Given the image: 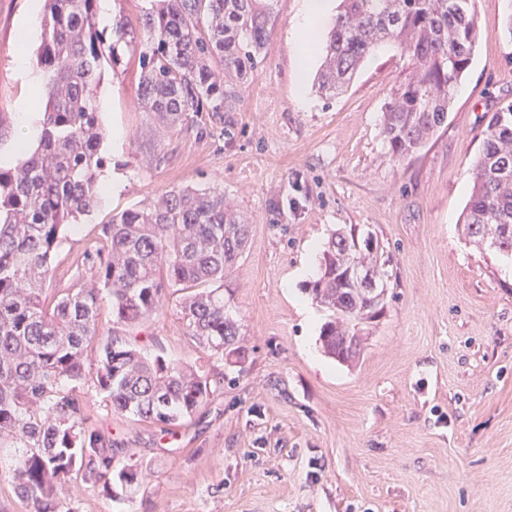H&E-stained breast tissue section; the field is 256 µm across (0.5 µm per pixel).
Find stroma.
Returning <instances> with one entry per match:
<instances>
[{
	"label": "stroma",
	"mask_w": 512,
	"mask_h": 512,
	"mask_svg": "<svg viewBox=\"0 0 512 512\" xmlns=\"http://www.w3.org/2000/svg\"><path fill=\"white\" fill-rule=\"evenodd\" d=\"M31 0H0V166H14L20 100L39 69L18 73L16 37ZM302 0H273L265 60L223 114L168 127L138 105L139 40L120 48L97 92L102 178L117 193L64 232L51 288L87 282L83 263L112 214L186 185L222 190L247 215V246L224 277L242 362L190 336L177 299L127 335L149 354L224 373V387L169 431L111 413L95 355L79 386L89 425L150 467L107 496L73 484L75 512H512V257L469 242L459 219L488 121L512 101V0H476L486 34L448 120L413 157H391L380 115L410 63L384 44L349 88L320 96L291 50ZM306 105H299V98ZM372 231L389 258L390 299L347 366L320 347L299 276L337 230Z\"/></svg>",
	"instance_id": "35a3bbf8"
}]
</instances>
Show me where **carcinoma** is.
Segmentation results:
<instances>
[{
    "label": "carcinoma",
    "instance_id": "carcinoma-1",
    "mask_svg": "<svg viewBox=\"0 0 512 512\" xmlns=\"http://www.w3.org/2000/svg\"><path fill=\"white\" fill-rule=\"evenodd\" d=\"M97 0H45L37 62L42 108L37 146L13 168L0 167V450L14 449L15 491L31 512H74V478L112 495L150 476L85 424L77 386L87 348L99 347L96 379L116 415L177 427L224 386V374L151 356L128 337L96 336L103 293L113 323L134 327L182 292L179 307L198 346L219 359H241L238 327L224 313V281L243 252L249 224L217 190L173 188L155 201L112 215L86 251L90 284L52 291L51 255L64 232L93 212L102 195L106 130L96 104L105 67L133 32L118 15L109 42L96 29ZM139 27L140 108L175 126L188 112L224 113L233 127L237 86L264 59L271 0H148ZM474 0H340L317 85L332 98L345 91L370 53L391 42L407 55L406 83L382 112V135L394 159L416 154L445 124L454 93L484 37ZM463 211L466 236L512 256V102L489 119ZM383 248L351 233L328 239L307 291L331 312L319 339L347 362L362 344V325L388 302ZM372 269V294L347 277Z\"/></svg>",
    "mask_w": 512,
    "mask_h": 512
}]
</instances>
